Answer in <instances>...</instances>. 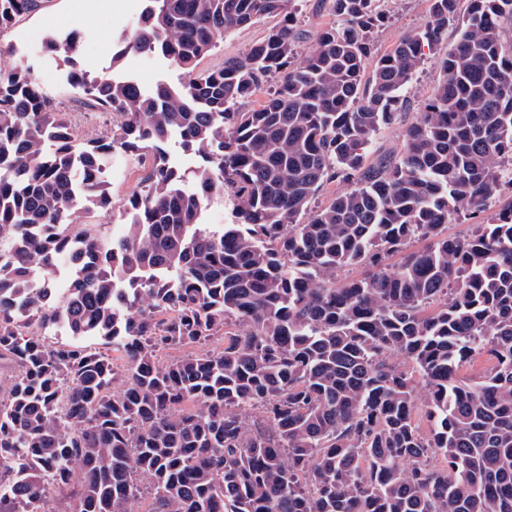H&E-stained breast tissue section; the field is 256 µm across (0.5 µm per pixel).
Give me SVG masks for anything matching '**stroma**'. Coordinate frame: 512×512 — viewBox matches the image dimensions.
Segmentation results:
<instances>
[{
    "mask_svg": "<svg viewBox=\"0 0 512 512\" xmlns=\"http://www.w3.org/2000/svg\"><path fill=\"white\" fill-rule=\"evenodd\" d=\"M144 0H38L35 10L22 15L9 29L0 32V59L14 63L25 58L33 64V78L40 90L61 111L67 112L78 135L94 137L110 130L109 117L85 106L64 80L68 67L64 51L49 52L45 45L54 40L64 42L70 34H78V66L91 72L108 68L116 74L134 80L142 90H150L164 82L178 84L181 72L158 55L128 54L120 63H113L112 54L121 38L138 22ZM387 24L373 35V53L389 52L408 32L423 25L429 17L431 0H386ZM275 17H265L252 25L227 33L211 53L198 63L199 70L209 71L221 66L225 59L241 55L272 27ZM457 38L456 23H449L448 36L440 48L427 49L411 83L407 112L418 111L439 82L441 59L446 48ZM144 175L138 154L113 158L111 171L112 205L81 214L79 221L101 247H109L113 239L123 234L128 217L125 204Z\"/></svg>",
    "mask_w": 512,
    "mask_h": 512,
    "instance_id": "35a3bbf8",
    "label": "stroma"
}]
</instances>
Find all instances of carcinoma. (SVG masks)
Instances as JSON below:
<instances>
[{"mask_svg":"<svg viewBox=\"0 0 512 512\" xmlns=\"http://www.w3.org/2000/svg\"><path fill=\"white\" fill-rule=\"evenodd\" d=\"M145 2L113 62L161 55L184 81L145 93L71 63L107 134L78 140L30 62L0 66V359L18 369L0 393V512L63 492V512L143 498L151 512H512V200L490 210L512 164V0H468L401 153L377 166L368 147L459 0H432L377 57L384 0H329L303 55L297 0ZM35 7L0 0V31ZM272 16L242 55L197 71L226 33ZM172 133L205 161L195 193L159 148ZM132 151L149 167L128 233L107 250L73 240ZM225 190L237 221L214 230L203 210ZM462 216L473 232L445 234ZM354 266L369 274L338 279ZM52 328L124 364L51 345ZM484 352L491 366L459 378ZM53 334V333H52ZM64 331H58L52 336H45L46 341L49 343L59 342V343H74L78 344L88 350L92 351H102L107 352L109 355H113L115 362L120 363L123 361L121 358V354L119 352L112 351V345H105L102 341L94 339V338H83V339H73L71 336H65Z\"/></svg>","mask_w":512,"mask_h":512,"instance_id":"carcinoma-1","label":"carcinoma"}]
</instances>
